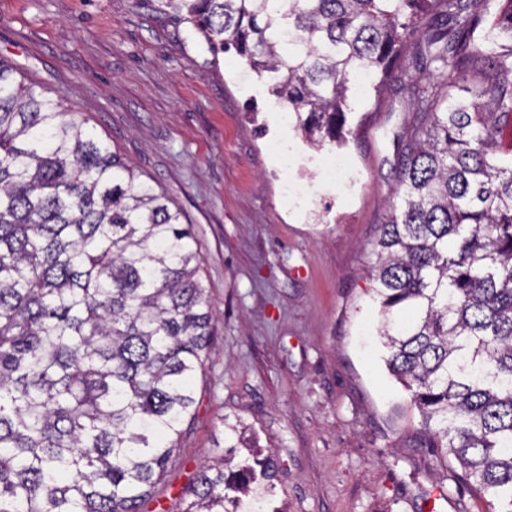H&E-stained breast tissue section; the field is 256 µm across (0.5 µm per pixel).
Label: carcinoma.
<instances>
[{
  "instance_id": "obj_1",
  "label": "carcinoma",
  "mask_w": 512,
  "mask_h": 512,
  "mask_svg": "<svg viewBox=\"0 0 512 512\" xmlns=\"http://www.w3.org/2000/svg\"><path fill=\"white\" fill-rule=\"evenodd\" d=\"M235 48L315 150L394 74L400 207L376 240L382 360L512 512V0H158ZM184 215L0 59V512H144L196 404L211 304ZM181 512L267 511L273 455L223 419Z\"/></svg>"
}]
</instances>
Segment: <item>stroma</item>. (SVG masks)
<instances>
[{
  "mask_svg": "<svg viewBox=\"0 0 512 512\" xmlns=\"http://www.w3.org/2000/svg\"><path fill=\"white\" fill-rule=\"evenodd\" d=\"M0 57L62 96L141 180L192 224L212 304L211 352L196 410L156 488L175 507L224 451L222 417L272 452L283 512H493L429 448L411 396L388 373L371 302L373 244L397 184L395 137L412 119L392 92L364 89L343 148L353 190L315 175L294 144L308 208L284 196L280 106L235 52L157 0H0Z\"/></svg>",
  "mask_w": 512,
  "mask_h": 512,
  "instance_id": "stroma-1",
  "label": "stroma"
}]
</instances>
